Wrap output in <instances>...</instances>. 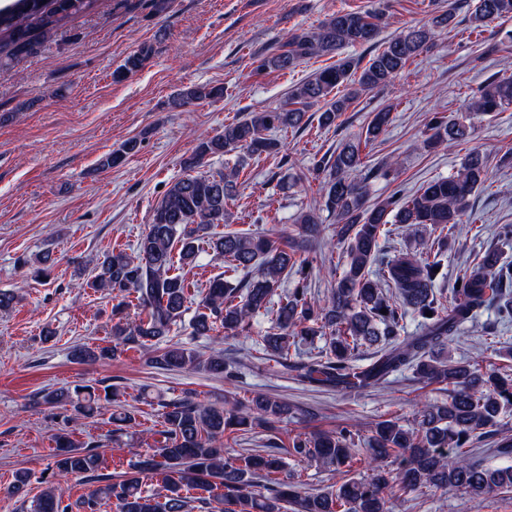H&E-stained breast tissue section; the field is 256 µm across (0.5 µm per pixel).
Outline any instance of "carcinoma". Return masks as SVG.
Wrapping results in <instances>:
<instances>
[{
  "label": "carcinoma",
  "mask_w": 512,
  "mask_h": 512,
  "mask_svg": "<svg viewBox=\"0 0 512 512\" xmlns=\"http://www.w3.org/2000/svg\"><path fill=\"white\" fill-rule=\"evenodd\" d=\"M93 2L14 0L0 8V66L35 54L60 19L86 11ZM504 17L512 18V0H478L470 23L479 29ZM378 18L377 11H340L314 31L292 33L278 53L255 59V70L293 69L312 56L371 44L378 36ZM452 20L450 12L436 15L391 39L361 71L354 58H339L294 86L283 105L247 112L224 125L223 132L199 139L184 160L185 168H200L215 155L277 154L281 142L272 132L305 125L307 109L314 105L319 106L320 125L336 124L360 92L394 80L422 53L434 31ZM148 54L149 49L143 48L128 57L113 72V80L122 81ZM348 85L347 95H334L336 89ZM223 97L224 87L202 84L183 90L178 104ZM510 107L512 77L495 78L479 87L467 112L491 115ZM389 122V109L373 113L364 144L376 141ZM427 128L425 143L431 148L464 140L472 130L464 120L438 112L432 113ZM138 146L136 139L126 141L102 160L101 167L119 166ZM362 166L360 143L346 141L332 155L294 176L301 185L319 184L322 209L336 218L338 241L347 244L341 272L322 297L311 292L307 273L313 264L310 238L319 224L316 211L298 217L301 236L287 241L249 230L206 239L208 230L225 223L239 169L217 175L188 174L173 181L154 207L152 222L138 241L135 255L121 250L102 254L87 283L89 288L119 297L117 313L128 305L130 295H136L137 318L112 325V346H78L74 357L97 362L115 356L122 346L149 348L168 337L185 311L191 287L177 267L193 265L204 242L224 257V273L208 281L192 321V335L222 332L224 339H234L248 329L251 317L270 313L272 325L261 337L259 360L288 368L303 384L349 393L377 387L390 376L410 370L427 384L448 386V400L418 403L412 428L390 418L377 423L369 437L353 425L334 433L295 435L289 454L337 469L348 466L357 447H362L368 474L318 493L307 492L302 484L282 476L285 467L274 453L275 441L263 453L250 449L237 455L224 453L225 434L249 433L257 427L271 432L274 423L288 417V403L263 393L230 408L191 399L172 401L163 405V429L157 431L160 439L154 441L152 453L132 465V471L118 482H102L98 471L104 458L97 447L77 448L70 436L56 437V476L65 481L86 479L95 488L72 503L61 489L49 486L34 501V512H99L101 502L111 499L116 512H190L192 489L208 492L200 502L217 504V512H388L389 495L406 498L423 487L455 489L474 499L512 488V466L490 469L472 454L476 444L494 434L503 411L512 408V376L494 370L483 373L445 358L449 345L459 342L479 310L492 307L502 321H512V263L502 260L498 251L489 252L460 270L450 302L435 291V269L440 267L446 231L469 211L470 197L488 178L487 161L474 150L450 176L434 179L405 198L393 195L373 204L368 203L366 182L355 175ZM395 224L402 228L430 224L439 234L430 242H421L416 252L383 254L380 241L392 235ZM241 272L245 273L243 280L237 279ZM288 276L294 277V286L281 295L277 307H271L272 296ZM427 312L432 316H425ZM409 313L422 319L414 336L404 335L403 320ZM319 336L326 338L324 354L300 362L291 359V351L300 342ZM364 346L373 349V358L362 367L356 355ZM150 363L160 371L201 368L229 381L237 377L236 367L223 355L202 361L182 341L155 350ZM118 397L115 385L108 386L102 396L87 386H77L71 392L48 390L42 401L71 405V421L76 422L117 402ZM144 472L162 476L165 494H146ZM31 477L29 470H17L7 494L25 493Z\"/></svg>",
  "instance_id": "cac0c4a2"
}]
</instances>
